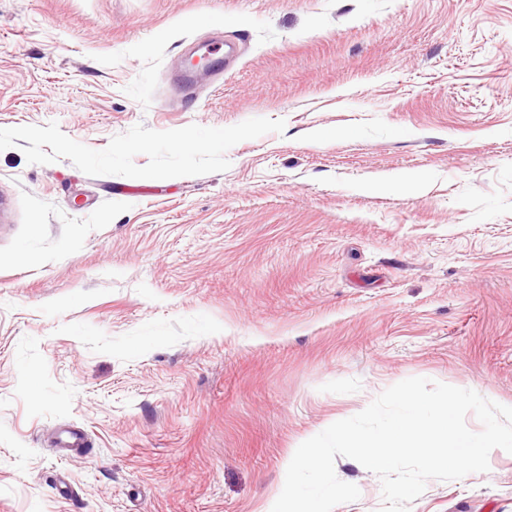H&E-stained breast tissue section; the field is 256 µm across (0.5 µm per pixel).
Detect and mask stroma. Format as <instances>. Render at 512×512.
Here are the masks:
<instances>
[{"label":"stroma","mask_w":512,"mask_h":512,"mask_svg":"<svg viewBox=\"0 0 512 512\" xmlns=\"http://www.w3.org/2000/svg\"><path fill=\"white\" fill-rule=\"evenodd\" d=\"M411 377L512 406V0H0V512H262ZM221 50L219 44H212L199 49L196 55L187 60L180 82L185 86H192L197 83V74L200 69L210 67L212 56Z\"/></svg>","instance_id":"1"}]
</instances>
